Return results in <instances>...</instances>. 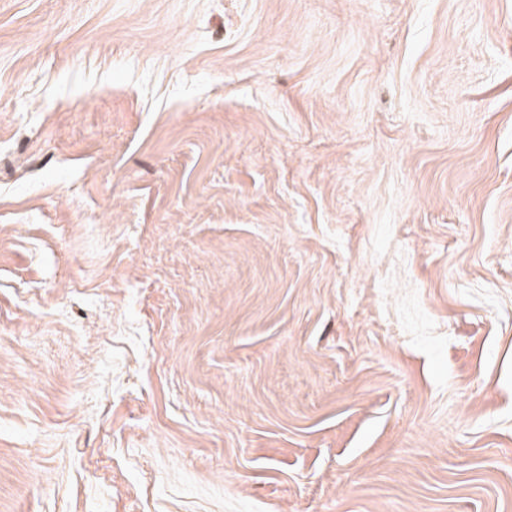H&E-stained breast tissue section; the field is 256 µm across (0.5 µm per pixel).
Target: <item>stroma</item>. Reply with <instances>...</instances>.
I'll list each match as a JSON object with an SVG mask.
<instances>
[{
	"label": "stroma",
	"mask_w": 512,
	"mask_h": 512,
	"mask_svg": "<svg viewBox=\"0 0 512 512\" xmlns=\"http://www.w3.org/2000/svg\"><path fill=\"white\" fill-rule=\"evenodd\" d=\"M0 512H512V0H0Z\"/></svg>",
	"instance_id": "stroma-1"
}]
</instances>
